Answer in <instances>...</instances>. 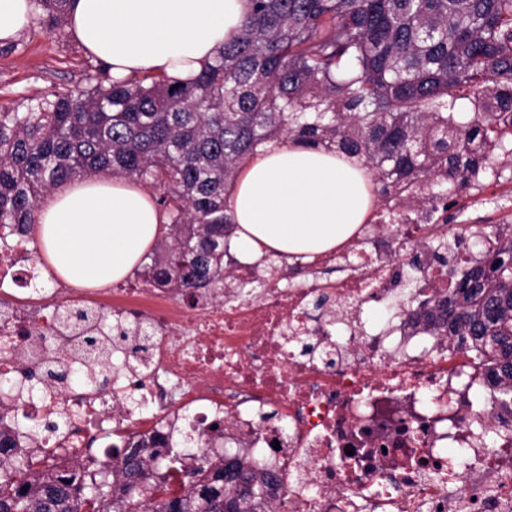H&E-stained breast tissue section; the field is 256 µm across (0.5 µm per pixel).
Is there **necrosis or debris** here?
Listing matches in <instances>:
<instances>
[{"mask_svg": "<svg viewBox=\"0 0 512 512\" xmlns=\"http://www.w3.org/2000/svg\"><path fill=\"white\" fill-rule=\"evenodd\" d=\"M448 213L426 202L379 209L348 245L320 255L300 279L228 266L254 291L174 290L137 277L112 288H71L37 266L28 238L0 226V378L10 384L0 415L24 457L54 447L47 474L82 463L92 433L148 437L177 425L168 403L187 397L211 455L238 457L277 477L267 512H512V447L483 428L512 434L491 361L431 316L448 294V269L430 257L400 262ZM336 272L333 280L317 277ZM386 309L379 322L367 303ZM87 320L63 324L60 309ZM132 321L149 330L146 370L130 347L90 356L94 329ZM90 386L78 389L73 377ZM487 410L473 414V396ZM282 410L285 425L267 421ZM64 418L62 433L38 426ZM223 430H213L216 420ZM466 449L462 471L449 447Z\"/></svg>", "mask_w": 512, "mask_h": 512, "instance_id": "1", "label": "necrosis or debris"}]
</instances>
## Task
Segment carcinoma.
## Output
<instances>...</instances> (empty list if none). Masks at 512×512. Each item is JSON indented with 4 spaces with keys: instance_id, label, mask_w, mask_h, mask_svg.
I'll list each match as a JSON object with an SVG mask.
<instances>
[{
    "instance_id": "1",
    "label": "carcinoma",
    "mask_w": 512,
    "mask_h": 512,
    "mask_svg": "<svg viewBox=\"0 0 512 512\" xmlns=\"http://www.w3.org/2000/svg\"><path fill=\"white\" fill-rule=\"evenodd\" d=\"M47 28L67 0H38ZM239 32L188 83L97 68L88 85L0 108V225L29 235L41 199L77 176L150 182L169 218L135 272L169 288L224 282V194L261 146L291 140L367 168L376 206L412 208L512 172V0H250ZM462 101L470 111H459ZM448 335L488 343L512 403V240L437 304ZM162 436L29 479L17 458L0 512H266L273 474L224 456L188 470Z\"/></svg>"
}]
</instances>
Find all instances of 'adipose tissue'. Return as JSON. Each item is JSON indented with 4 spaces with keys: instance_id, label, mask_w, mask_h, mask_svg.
Here are the masks:
<instances>
[{
    "instance_id": "obj_1",
    "label": "adipose tissue",
    "mask_w": 512,
    "mask_h": 512,
    "mask_svg": "<svg viewBox=\"0 0 512 512\" xmlns=\"http://www.w3.org/2000/svg\"><path fill=\"white\" fill-rule=\"evenodd\" d=\"M250 9V0H71L66 28L116 79L153 73L192 81ZM35 0H0V45L33 25ZM230 253L254 262L274 252L306 262L336 250L373 207L366 169L341 154L292 142L241 167L227 194ZM166 215L138 181L92 176L57 186L34 233L67 281L98 288L126 277L160 237Z\"/></svg>"
}]
</instances>
